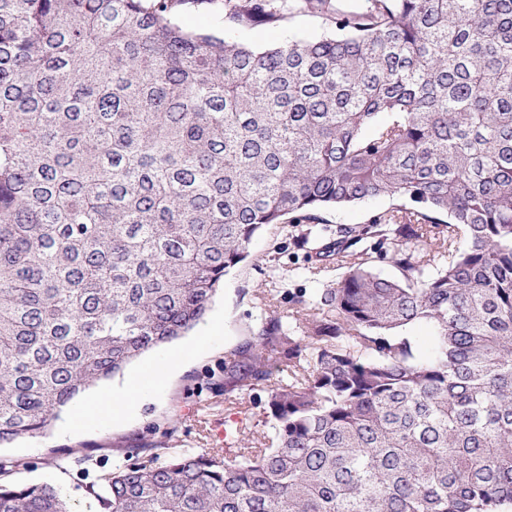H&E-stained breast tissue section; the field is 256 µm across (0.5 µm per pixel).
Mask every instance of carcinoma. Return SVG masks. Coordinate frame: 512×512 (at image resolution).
Returning <instances> with one entry per match:
<instances>
[{
    "mask_svg": "<svg viewBox=\"0 0 512 512\" xmlns=\"http://www.w3.org/2000/svg\"><path fill=\"white\" fill-rule=\"evenodd\" d=\"M199 2L0 0V443L190 330L265 226L388 197L336 251L390 238L402 277L351 262L224 356L227 410L268 388L271 445L149 440L90 494L512 512V0H224L189 32ZM0 512L71 510L0 481ZM213 10L210 5L188 11L181 15V24L187 31H206L213 27Z\"/></svg>",
    "mask_w": 512,
    "mask_h": 512,
    "instance_id": "carcinoma-1",
    "label": "carcinoma"
}]
</instances>
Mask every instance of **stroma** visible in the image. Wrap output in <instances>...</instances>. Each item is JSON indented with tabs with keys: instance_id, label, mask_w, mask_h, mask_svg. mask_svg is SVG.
<instances>
[{
	"instance_id": "obj_1",
	"label": "stroma",
	"mask_w": 512,
	"mask_h": 512,
	"mask_svg": "<svg viewBox=\"0 0 512 512\" xmlns=\"http://www.w3.org/2000/svg\"><path fill=\"white\" fill-rule=\"evenodd\" d=\"M392 205V200L378 198L324 212L319 224L268 225L254 240L249 258L225 276L209 305L206 320L220 322L213 338L202 339L194 328L173 341L172 349L190 348L185 363L167 371L155 389L136 396L134 407L120 420L108 413L88 419L84 413L100 391L128 381L126 370L71 402L42 436L0 444V458L18 463L8 480L53 485L73 512H104L89 486L103 484L122 463L123 449L145 435L159 438L175 431L172 445L180 451L223 447L217 431L227 418L221 393L225 354L249 340L261 312L288 315L293 297L314 298L341 275L350 255L374 247V239L367 238L351 253L314 261L315 249L335 240L337 226L368 225ZM167 349L156 348L144 359L161 360Z\"/></svg>"
}]
</instances>
